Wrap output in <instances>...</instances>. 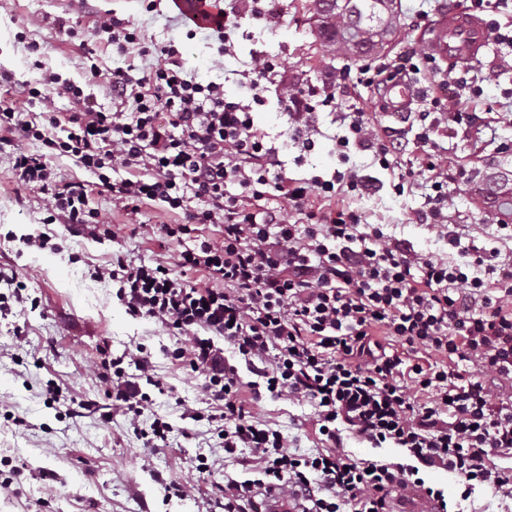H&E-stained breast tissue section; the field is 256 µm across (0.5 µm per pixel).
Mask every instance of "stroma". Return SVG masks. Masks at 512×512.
Masks as SVG:
<instances>
[{
    "instance_id": "stroma-1",
    "label": "stroma",
    "mask_w": 512,
    "mask_h": 512,
    "mask_svg": "<svg viewBox=\"0 0 512 512\" xmlns=\"http://www.w3.org/2000/svg\"><path fill=\"white\" fill-rule=\"evenodd\" d=\"M312 2L280 0V15L273 23L242 19L233 51L222 56L215 36L188 23L173 0H162L152 12L146 9L147 0H0V75L38 87L44 74L52 72L82 86L95 109L111 111L108 81L113 69L131 65L140 75L155 58L134 51L118 55L95 36L99 15L109 11L135 23L145 45L175 42L188 76L223 84L227 98H246L244 73L258 51L282 62L289 79L318 84L335 70L356 67L361 57L322 45L310 21ZM419 9L435 20L447 12L448 0H398L395 27L381 53L421 48L422 31L406 24L408 15ZM21 31L26 41L18 40ZM92 59L100 68L93 79L87 76ZM471 69L482 81L483 96L469 103V126H440L432 135L450 174L448 221L456 225L462 245L507 253L512 239L494 237L496 210L479 195L476 174L497 164L512 170V49L491 47ZM279 96V87H270L265 104L253 112L255 128L279 149L288 176L330 178L340 166L332 142L340 132L334 114L320 112L315 147L303 156L291 140ZM489 100L499 102L500 110L486 113ZM337 101L345 109L364 108L376 125L400 124L399 117L383 109L375 88L349 90ZM37 149L20 137L0 148V270L23 282L30 301L25 310L0 317V474L13 476L10 489H0V512H206L215 483L236 467L222 463L224 451L207 421L211 408L200 392L202 379L171 358L176 342L172 331L130 315L116 296V285L92 277L95 268L111 266L116 253L135 262L167 253V241L151 228L163 205L156 202L130 216L114 212L111 199L93 190L89 205L110 216L111 235L93 239L62 223H45L42 194L17 182L10 172L16 153ZM349 165L381 185L374 195L348 201L365 223L409 240L417 251L458 260L457 249L416 218L426 205L429 186L421 183L396 194V173L373 165L367 152L352 153ZM33 232L49 235L53 248H27L21 237ZM139 344L162 383L150 388L153 412L143 421L151 423L157 415L176 430L160 451L145 448L125 416L109 414L106 386L89 374L103 354L118 355ZM49 385L59 389L60 403H46L43 392ZM84 402L91 403V410L72 415V405ZM189 410L199 412L200 421L186 419ZM253 410L288 436L293 451L319 448L310 407L266 396ZM185 427L190 437L181 436ZM201 454L212 462L211 474L191 496L167 499L164 481L191 475ZM43 471L55 476L53 496L45 494L39 478Z\"/></svg>"
}]
</instances>
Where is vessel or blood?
<instances>
[{"label": "vessel or blood", "instance_id": "vessel-or-blood-1", "mask_svg": "<svg viewBox=\"0 0 512 512\" xmlns=\"http://www.w3.org/2000/svg\"><path fill=\"white\" fill-rule=\"evenodd\" d=\"M492 33L478 15L457 9L442 16L428 31L426 49L436 61L449 64H467L478 60L489 48ZM388 108L393 112L410 111L418 98L414 82L397 79L385 87ZM266 512H298L288 488H275L265 496Z\"/></svg>", "mask_w": 512, "mask_h": 512}]
</instances>
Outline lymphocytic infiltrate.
I'll list each match as a JSON object with an SVG mask.
<instances>
[{
  "mask_svg": "<svg viewBox=\"0 0 512 512\" xmlns=\"http://www.w3.org/2000/svg\"><path fill=\"white\" fill-rule=\"evenodd\" d=\"M96 32L119 54L134 49L158 61L138 78L113 70L119 107L109 112L90 106L81 86L51 75L48 83L60 84L74 105L62 118L46 93L23 85L0 106V143L17 135L41 144L39 152L18 154L12 170L47 195L49 221L96 237L106 224L84 183L56 181L50 161L62 157L95 177L113 209L136 214L161 202L181 212L179 222L159 227L173 246L167 257L136 264L118 254L93 276L118 282L133 316L177 335L171 357L203 376L225 457L245 459L243 476L228 473L216 485L208 512H263L258 490L280 486L301 495L305 512H394L395 501L414 493L426 512H460L479 487L512 501V465L493 463L512 458V402L497 393L502 381L512 382V262L495 249L462 247L450 230L449 175L430 138L432 124L469 122L462 98L481 96V86L456 74L454 94L424 95L411 138L376 126L362 109L337 110L341 169L327 179H294L252 118L269 84L281 82L276 60L255 54L248 98L230 100L223 85L188 77L175 44L145 46L136 28L109 14ZM433 63L410 49L364 60L319 85L281 83L294 144L304 153L314 148L318 111L335 108L337 91L379 88L385 78ZM33 103L42 112L29 121L24 108ZM411 144L421 150L418 168L399 174L393 189L401 195L417 177L427 180L418 219L458 248V261L418 252L344 204L375 189L349 168L351 153L370 152L390 170ZM280 198L301 222L274 207ZM207 224L217 236L203 235ZM243 366L252 382H243ZM99 367L113 412L138 427L153 404L143 387L156 382L144 347ZM247 389L252 399L244 398ZM265 394L310 406L321 448L292 452L287 437L255 417L251 402ZM348 437L402 449L409 461L352 458L343 451ZM423 468L454 475L457 496L426 485Z\"/></svg>",
  "mask_w": 512,
  "mask_h": 512,
  "instance_id": "lymphocytic-infiltrate-1",
  "label": "lymphocytic infiltrate"
}]
</instances>
